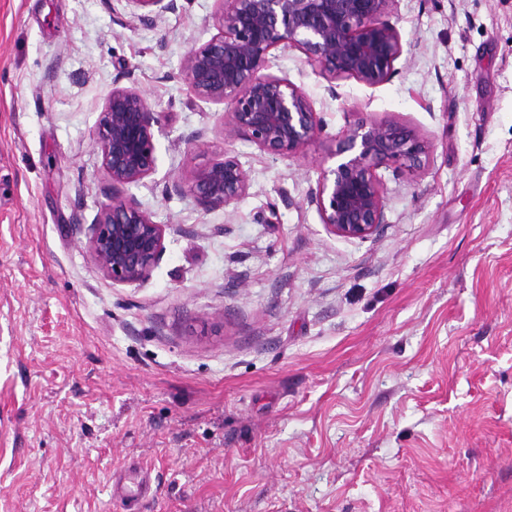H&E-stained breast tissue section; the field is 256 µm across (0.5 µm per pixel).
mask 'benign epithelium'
I'll return each mask as SVG.
<instances>
[{
    "label": "benign epithelium",
    "instance_id": "1",
    "mask_svg": "<svg viewBox=\"0 0 512 512\" xmlns=\"http://www.w3.org/2000/svg\"><path fill=\"white\" fill-rule=\"evenodd\" d=\"M138 20L154 25L177 0H127ZM218 33L183 59L188 90L195 98L229 102L224 139L244 136L273 156L300 157L322 127L308 96L285 78L264 73L272 51L295 48L329 80L353 78L376 86L396 73L402 54L398 30L386 20L397 0H216ZM158 124L135 89L115 85L95 129L101 167L112 196L85 233L84 248L117 284L147 280L164 252L167 224H158L125 187L155 171ZM431 151L428 138L393 119L362 122L345 131L307 201L336 236L367 241L386 224L377 170L419 169ZM250 187L240 160L224 155L197 169L185 185L166 193L191 194L207 209L239 203Z\"/></svg>",
    "mask_w": 512,
    "mask_h": 512
}]
</instances>
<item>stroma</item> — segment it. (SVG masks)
Returning a JSON list of instances; mask_svg holds the SVG:
<instances>
[{
	"instance_id": "35a3bbf8",
	"label": "stroma",
	"mask_w": 512,
	"mask_h": 512,
	"mask_svg": "<svg viewBox=\"0 0 512 512\" xmlns=\"http://www.w3.org/2000/svg\"><path fill=\"white\" fill-rule=\"evenodd\" d=\"M215 8L0 0V512H512V0H398L377 86L275 50L322 125L299 158L225 140L228 104L190 95ZM118 80L158 118L129 192L165 253L136 284L84 249ZM383 118L425 166L379 169V237L331 234L307 197ZM226 153L238 204L166 194ZM136 10L138 20L146 25H154L167 12L177 9V0H127Z\"/></svg>"
}]
</instances>
